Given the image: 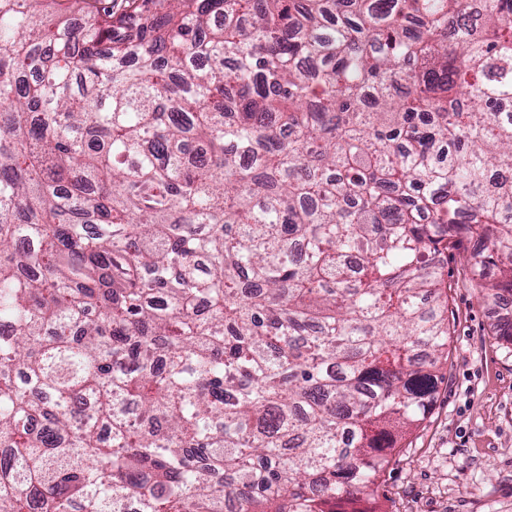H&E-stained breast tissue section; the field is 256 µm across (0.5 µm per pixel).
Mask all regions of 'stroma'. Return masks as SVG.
Returning a JSON list of instances; mask_svg holds the SVG:
<instances>
[{
    "mask_svg": "<svg viewBox=\"0 0 512 512\" xmlns=\"http://www.w3.org/2000/svg\"><path fill=\"white\" fill-rule=\"evenodd\" d=\"M471 250L448 255V377L383 474L380 512H512V347L467 281Z\"/></svg>",
    "mask_w": 512,
    "mask_h": 512,
    "instance_id": "35a3bbf8",
    "label": "stroma"
}]
</instances>
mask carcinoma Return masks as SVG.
Returning <instances> with one entry per match:
<instances>
[{
  "label": "carcinoma",
  "instance_id": "cac0c4a2",
  "mask_svg": "<svg viewBox=\"0 0 512 512\" xmlns=\"http://www.w3.org/2000/svg\"><path fill=\"white\" fill-rule=\"evenodd\" d=\"M85 2L0 0V512H378L448 251L512 296V0Z\"/></svg>",
  "mask_w": 512,
  "mask_h": 512
}]
</instances>
